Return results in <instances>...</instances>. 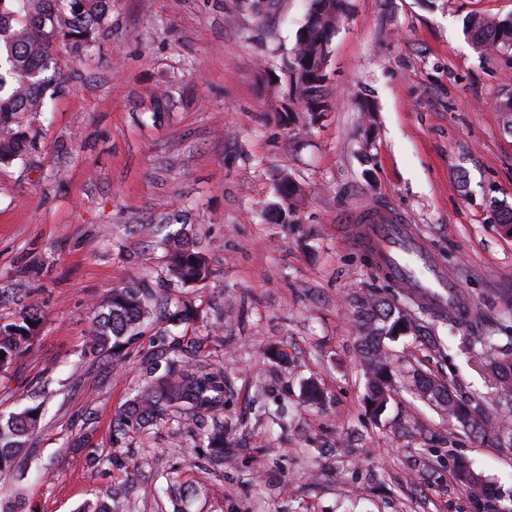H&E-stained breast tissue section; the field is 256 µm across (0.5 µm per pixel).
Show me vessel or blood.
<instances>
[{
  "instance_id": "1",
  "label": "vessel or blood",
  "mask_w": 512,
  "mask_h": 512,
  "mask_svg": "<svg viewBox=\"0 0 512 512\" xmlns=\"http://www.w3.org/2000/svg\"><path fill=\"white\" fill-rule=\"evenodd\" d=\"M354 232L364 251L374 255L378 273L392 276L400 287L410 288L415 269H423L428 278L422 288L430 305L450 314L467 310L455 281L445 271L434 268L413 226L389 217L375 218L356 225Z\"/></svg>"
}]
</instances>
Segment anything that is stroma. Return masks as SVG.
<instances>
[{
  "instance_id": "1",
  "label": "stroma",
  "mask_w": 512,
  "mask_h": 512,
  "mask_svg": "<svg viewBox=\"0 0 512 512\" xmlns=\"http://www.w3.org/2000/svg\"><path fill=\"white\" fill-rule=\"evenodd\" d=\"M327 59L331 109L285 124L282 71L309 0H112V34L83 62L60 59L68 93L37 117L25 162L0 166V324L36 302L45 318L0 372V411L44 415L22 475L0 500L23 512H78L110 488L119 512H172L170 473L193 486L190 512H471L454 459L512 490V446L475 434L415 393L412 373L487 394L467 354L419 338L388 343L397 385L366 408L360 302L391 293L352 241L364 207L415 225L436 262L491 317L512 323V55L484 59L472 14L512 0H347ZM297 183L298 223L270 208ZM170 223L206 253L213 277L169 283L159 237ZM132 280L192 298L187 332L231 381L234 446L216 463L169 423L114 444L112 414L143 379L142 336L120 367L89 347V311ZM283 348L287 362L270 352ZM315 380L322 405L304 403ZM287 404L279 426L257 413Z\"/></svg>"
}]
</instances>
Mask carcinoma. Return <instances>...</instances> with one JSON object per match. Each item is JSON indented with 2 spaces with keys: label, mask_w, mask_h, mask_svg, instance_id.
Segmentation results:
<instances>
[{
  "label": "carcinoma",
  "mask_w": 512,
  "mask_h": 512,
  "mask_svg": "<svg viewBox=\"0 0 512 512\" xmlns=\"http://www.w3.org/2000/svg\"><path fill=\"white\" fill-rule=\"evenodd\" d=\"M112 0H0V165L22 160L36 149L39 132L23 126L26 114L43 112L47 102L66 94L68 86L58 70V58L65 54L79 60L112 34ZM466 34L484 56L512 47V16L506 18L474 15ZM329 31L303 25L288 59V69L300 72L296 98L309 114L328 112L326 78L315 72L314 59L321 56ZM280 202L273 204L279 224H295L298 189L287 176L278 179ZM170 280L192 287L205 283L212 269L205 255L175 231L162 239ZM399 303L376 300L365 306L361 322V357L367 375L366 401L378 417L387 407V385L392 383L385 341L404 334L423 337L433 343L435 324L448 326V337L456 339L481 361L488 388L498 401L512 405V333L497 326L479 305L468 321L436 312L421 303L417 292L393 291ZM200 320L198 308L187 302L174 303L153 288L131 282L112 288L96 304L90 317L89 336L94 352L121 364L125 350L148 325L155 330L153 351L143 365L147 380L112 418L115 442L130 434L146 431L169 421L195 429L199 446L218 459L231 447L224 422L226 381L224 370L200 359L193 340H183L175 329ZM43 312L30 304L16 321L0 324V361L11 366L22 347L37 333ZM416 391L462 426L475 433H490L512 443V425L500 422L481 397L461 398L450 382L417 374ZM42 417L40 405H27L8 417L0 416V473L16 466L27 451L30 437ZM458 483L468 492L473 512H512L507 500L489 492L481 475L462 465L456 468ZM165 491L172 496L173 512H185L192 489L166 480Z\"/></svg>",
  "instance_id": "carcinoma-1"
}]
</instances>
